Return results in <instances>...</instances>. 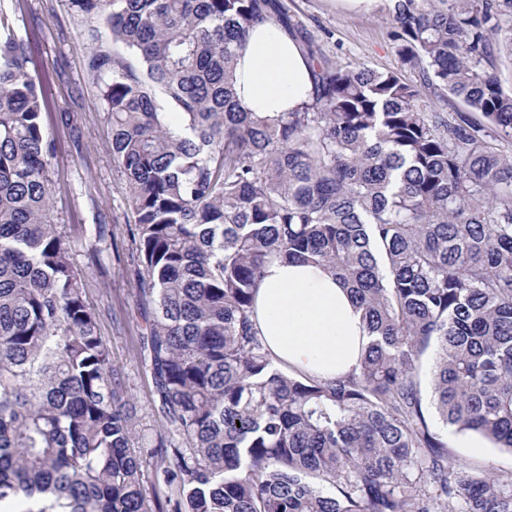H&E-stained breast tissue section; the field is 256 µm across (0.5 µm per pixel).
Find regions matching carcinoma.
I'll return each mask as SVG.
<instances>
[{
	"mask_svg": "<svg viewBox=\"0 0 512 512\" xmlns=\"http://www.w3.org/2000/svg\"><path fill=\"white\" fill-rule=\"evenodd\" d=\"M134 215L140 356L163 512H512L426 414L512 452V0H387L399 67L313 44L310 100L261 116L239 50L278 0H68ZM137 57L134 65L115 50ZM413 72L408 80L402 71ZM176 110L170 124L157 94ZM453 96L464 109L430 102ZM26 44L0 31V512H152L133 407L52 212L55 144ZM273 258L328 265L370 338L287 374L254 331Z\"/></svg>",
	"mask_w": 512,
	"mask_h": 512,
	"instance_id": "1",
	"label": "carcinoma"
}]
</instances>
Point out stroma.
<instances>
[{"mask_svg":"<svg viewBox=\"0 0 512 512\" xmlns=\"http://www.w3.org/2000/svg\"><path fill=\"white\" fill-rule=\"evenodd\" d=\"M300 36L310 39L331 60L394 67L381 8L353 12L338 0H280ZM0 17L8 18L28 45L30 68L42 83L48 110L47 131L57 145L50 170L54 210L66 231L75 261L83 271L85 291L99 315V331L112 360L122 367L126 394L146 437L161 431L153 408L150 376L137 353L141 318L134 294L133 245L127 226L134 218L124 182L112 164L111 128L104 105L88 80L83 60L91 49L72 19L67 0H0ZM72 112L65 123L61 111ZM108 225L111 242L92 251L86 237L92 225ZM448 443L467 465L512 470V453L486 444L475 447L463 432H448Z\"/></svg>","mask_w":512,"mask_h":512,"instance_id":"stroma-1","label":"stroma"}]
</instances>
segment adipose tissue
<instances>
[{
    "mask_svg": "<svg viewBox=\"0 0 512 512\" xmlns=\"http://www.w3.org/2000/svg\"><path fill=\"white\" fill-rule=\"evenodd\" d=\"M312 63L276 17L256 24L240 52L235 90L251 111L292 112L312 92ZM254 328L279 366L318 378L357 368L369 342L350 294L323 266L268 262L255 290Z\"/></svg>",
    "mask_w": 512,
    "mask_h": 512,
    "instance_id": "1",
    "label": "adipose tissue"
}]
</instances>
